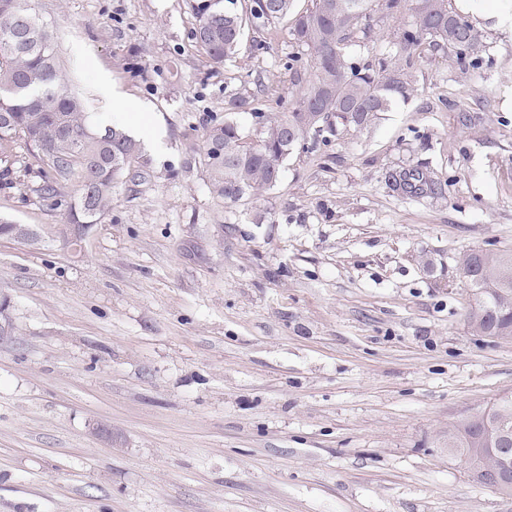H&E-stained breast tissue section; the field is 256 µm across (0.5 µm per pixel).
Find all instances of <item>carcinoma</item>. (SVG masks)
I'll return each mask as SVG.
<instances>
[{
	"instance_id": "carcinoma-1",
	"label": "carcinoma",
	"mask_w": 512,
	"mask_h": 512,
	"mask_svg": "<svg viewBox=\"0 0 512 512\" xmlns=\"http://www.w3.org/2000/svg\"><path fill=\"white\" fill-rule=\"evenodd\" d=\"M295 0H252L250 16L262 23L288 19L295 44L309 51L313 76L288 111L269 120L264 138L244 146L237 125L226 121L209 128L205 154L211 187L226 204L270 189L278 182L291 149L300 145L304 129L327 143L339 126L362 127L387 112L414 91L408 69L427 37L442 41L463 60L476 54L480 36L467 19L448 9V0H415V21L401 31L394 57L378 60V68L359 66L350 47L368 38L373 13H402L406 0H345L347 7L326 12L329 0H312V7L297 11ZM198 18L195 37L214 64L231 60L243 35L244 18L232 9L210 4L192 6ZM22 31L21 45L6 49L4 37ZM332 113L327 128L320 113ZM10 121L0 125V152L20 141L35 152L58 177L73 173L80 180L79 194L69 207L72 224H96L112 205V192L129 173L140 144L117 125L99 132L89 122L81 98L63 89L56 47L48 24L34 8L26 20L20 10L0 9V114ZM288 130V140L282 131ZM485 268V253L471 252L476 305L485 310L477 332L491 327L512 328V305L498 300L495 289H512V250L495 252Z\"/></svg>"
}]
</instances>
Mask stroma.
<instances>
[{
    "mask_svg": "<svg viewBox=\"0 0 512 512\" xmlns=\"http://www.w3.org/2000/svg\"><path fill=\"white\" fill-rule=\"evenodd\" d=\"M196 0H33L64 88L92 119L111 81L143 104L142 144L80 242L15 144L0 176V512H512L448 456L460 414L512 393V340L479 335L466 250L512 249V38L476 57L424 39L415 91L367 126L289 155L225 204L210 126L287 111L310 79L286 22L247 23L233 60L198 47ZM411 10L374 14L372 62ZM244 99L230 108L232 99ZM420 170L421 190L390 175Z\"/></svg>",
    "mask_w": 512,
    "mask_h": 512,
    "instance_id": "obj_1",
    "label": "stroma"
}]
</instances>
